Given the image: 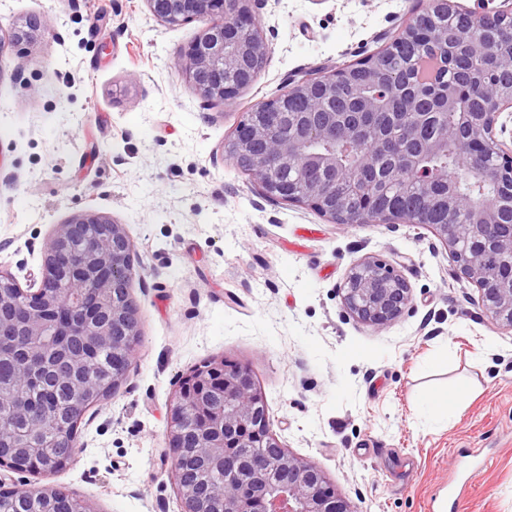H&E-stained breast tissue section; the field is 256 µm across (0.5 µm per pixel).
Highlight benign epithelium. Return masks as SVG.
<instances>
[{"label":"benign epithelium","instance_id":"1","mask_svg":"<svg viewBox=\"0 0 512 512\" xmlns=\"http://www.w3.org/2000/svg\"><path fill=\"white\" fill-rule=\"evenodd\" d=\"M160 23L178 26L204 22L195 38L175 57V67L208 102H234L257 79L268 59L259 6L265 0H144ZM398 31L376 53L343 68L314 70L274 100L254 105L224 143L226 157L256 183L263 195L306 205L332 224H425L452 252L460 273L477 286L480 303L500 325L512 330V225L501 223L512 211V147L499 136L512 115V83L501 84L496 72L512 70V9H462L453 0H422ZM42 20L31 19L11 32L15 46L35 39ZM416 43L421 53L406 64L418 82H432L458 50L484 61L473 91L486 102L474 119L456 113L448 123L444 110L456 105L448 91L440 112H390L392 92H374L389 71L393 48ZM350 90L353 112H328L340 88ZM465 135L466 170L496 183L491 200H465L454 182L437 199L431 192L424 160L448 141ZM316 141L340 142L356 156L352 167L336 169V157L309 150ZM382 155L392 157L386 179H409L426 191L423 207L376 208L377 185L364 177ZM313 172L296 192L274 172ZM135 246L122 225L103 213L87 211L59 226L48 241L38 288H21L0 270V336H19L15 349L19 377L46 374L67 393L61 405L70 414L109 396L135 359L139 340L137 308L131 297ZM501 275H488L489 261ZM412 302L407 281L386 262L366 257L350 270L343 303L350 315L378 330L396 322ZM112 349L124 364L104 379L85 375L86 352ZM17 417L26 429L0 423V442L8 440L9 457L0 467L22 471L44 427L33 411ZM268 408L253 373L244 366L213 362L191 371L175 392L167 432L173 477L187 452L183 437L191 429L193 448L224 479L212 486L223 512H353L330 488L313 463L291 454L268 426ZM182 512H206L196 488L178 481Z\"/></svg>","mask_w":512,"mask_h":512}]
</instances>
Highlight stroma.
I'll list each match as a JSON object with an SVG mask.
<instances>
[{
  "label": "stroma",
  "instance_id": "stroma-1",
  "mask_svg": "<svg viewBox=\"0 0 512 512\" xmlns=\"http://www.w3.org/2000/svg\"><path fill=\"white\" fill-rule=\"evenodd\" d=\"M413 6L267 0L266 66L223 106L174 65L201 22L161 24L144 0H0V36L48 23L0 51V270L28 288L58 225L105 213L138 252L140 330L125 378L78 425L81 452L44 476L0 468L1 483L63 486L91 512H181L170 400L221 360L252 370L271 433L353 512H512V330L449 249L423 224H332L269 199L223 156L252 105L374 53ZM367 256L413 290L382 330L342 301ZM434 390L459 397L456 417L421 413Z\"/></svg>",
  "mask_w": 512,
  "mask_h": 512
}]
</instances>
